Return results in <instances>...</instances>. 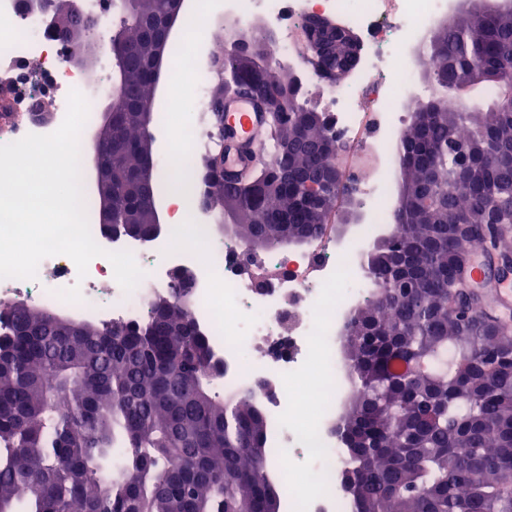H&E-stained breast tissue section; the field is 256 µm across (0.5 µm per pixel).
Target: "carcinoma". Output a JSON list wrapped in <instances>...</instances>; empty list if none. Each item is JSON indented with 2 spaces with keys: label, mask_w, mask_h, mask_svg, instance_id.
Instances as JSON below:
<instances>
[{
  "label": "carcinoma",
  "mask_w": 512,
  "mask_h": 512,
  "mask_svg": "<svg viewBox=\"0 0 512 512\" xmlns=\"http://www.w3.org/2000/svg\"><path fill=\"white\" fill-rule=\"evenodd\" d=\"M169 0H131L119 32L130 50L116 64L108 162L118 183L112 224L151 235L145 195L125 187L146 155L137 116L155 112L151 59ZM68 54L83 51L88 13L75 24L53 3ZM428 78L402 135L392 234L368 256L372 301L347 319L351 390L331 431H340V477L350 512H512V327L485 301L448 309L449 286L487 262L512 259V9L472 13L432 32ZM495 78L493 101L450 111L448 92L471 70ZM208 118L224 134V93L288 97L273 109L278 162L244 194L235 235L270 245L304 244L336 204L323 187L300 208L299 187L319 182L332 145L323 114L297 102L296 82L264 60L242 67L234 51L214 57ZM202 158L203 192L237 191ZM293 223L282 224L284 213ZM181 284L150 302L142 323L98 324L52 310L0 303V501L22 512H280L282 486L269 466L266 421L255 388L219 387L208 335L178 298Z\"/></svg>",
  "instance_id": "cac0c4a2"
}]
</instances>
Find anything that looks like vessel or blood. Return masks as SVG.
Masks as SVG:
<instances>
[{"instance_id": "b4317fda", "label": "vessel or blood", "mask_w": 512, "mask_h": 512, "mask_svg": "<svg viewBox=\"0 0 512 512\" xmlns=\"http://www.w3.org/2000/svg\"><path fill=\"white\" fill-rule=\"evenodd\" d=\"M266 112L243 95L224 97V177L233 180L255 165L267 134Z\"/></svg>"}]
</instances>
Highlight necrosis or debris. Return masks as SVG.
Listing matches in <instances>:
<instances>
[{"instance_id":"1","label":"necrosis or debris","mask_w":512,"mask_h":512,"mask_svg":"<svg viewBox=\"0 0 512 512\" xmlns=\"http://www.w3.org/2000/svg\"><path fill=\"white\" fill-rule=\"evenodd\" d=\"M444 6V0H249L239 9L240 18L258 14L275 27V55L290 58L309 81L315 73L298 51L305 15L333 12L371 47L361 67L340 82L322 85L318 93L342 173L335 209L305 247L259 255L236 238L214 240L202 214L190 227V245L172 242L180 229L175 220L179 209L192 206L202 191L196 171L184 168L183 154L218 146L206 119L205 76L211 61L199 52L218 32L208 23L209 0H195L189 13L194 36L175 52L168 73L171 87L192 81L194 102L188 121L174 127L173 147L163 160L167 168L181 170L183 180L177 202L168 209L167 233L144 243L107 238L99 225H91L104 253L90 262L86 276H79L69 257H48L33 278H0V302L22 297L61 309L65 303L57 290L76 285L83 301L75 310L81 316L137 323L147 319L150 298L170 292L176 270L198 272L192 314L226 364L225 386L261 385L258 397L267 416L274 473L288 484L306 481L312 487L307 497H289V512H346V498L337 487L342 455L328 428L342 388L334 338L350 305L369 297L352 272L350 246L371 238L389 221L392 175L387 160L399 148L389 137V103L397 98L407 109L418 107L420 85L410 47L429 39ZM65 56L66 46L45 14L25 12L21 0H0V72L10 76L8 87L0 88V145L29 134L48 135L61 125L70 91L87 82L85 72L69 67ZM32 57L38 60L33 69L27 65ZM36 96L51 101L48 121H35L28 112ZM355 198L368 205V218L356 225L350 244L337 245L334 224ZM120 250L130 251L144 273L130 293L116 282L106 257Z\"/></svg>"}]
</instances>
